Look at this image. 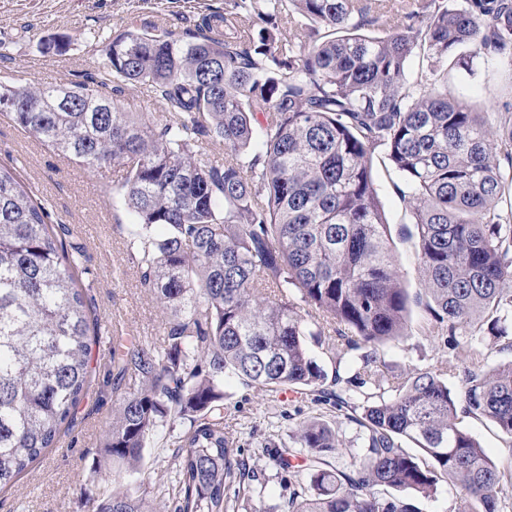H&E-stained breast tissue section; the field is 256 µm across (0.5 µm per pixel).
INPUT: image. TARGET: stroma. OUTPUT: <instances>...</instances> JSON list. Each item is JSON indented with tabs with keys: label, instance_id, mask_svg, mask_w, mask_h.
<instances>
[{
	"label": "stroma",
	"instance_id": "obj_1",
	"mask_svg": "<svg viewBox=\"0 0 512 512\" xmlns=\"http://www.w3.org/2000/svg\"><path fill=\"white\" fill-rule=\"evenodd\" d=\"M219 0H0V79L23 84L76 83L96 70L113 36L131 26L152 25L183 29ZM68 38L66 53L44 52V40ZM512 63L505 59H477L472 71L448 78L452 94L476 111L494 113L504 100L501 76ZM13 162L33 193L63 224L73 240L85 246L81 280L95 317L116 334L139 336L153 343L163 338L164 315L156 299L141 287L137 262L126 246L125 225L134 223L122 200L119 178L108 171H89L29 137L0 113V162ZM372 177L386 213L390 247L399 280L409 295L422 288L418 264V233L411 208L403 200L400 181L384 151L372 156ZM444 342L414 334L402 343L380 346V368L390 379L413 370L435 369ZM96 377L55 448L47 452L9 489L0 491V512H92V502L107 490L104 480H90L89 468L98 457L106 430L118 407L112 391V365L105 346H94ZM322 415L338 434L343 454L362 448V433L343 413L320 409L308 392L282 399L231 381L224 386V421L236 446L257 475L274 474L272 459L263 453L266 442L291 446L296 424ZM461 424L482 444L498 466L512 465V441L490 421L462 417ZM186 427L174 424L158 431L146 450L142 477L154 502L167 499L175 466L173 443Z\"/></svg>",
	"mask_w": 512,
	"mask_h": 512
}]
</instances>
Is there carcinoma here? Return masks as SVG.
I'll return each mask as SVG.
<instances>
[{
	"label": "carcinoma",
	"mask_w": 512,
	"mask_h": 512,
	"mask_svg": "<svg viewBox=\"0 0 512 512\" xmlns=\"http://www.w3.org/2000/svg\"><path fill=\"white\" fill-rule=\"evenodd\" d=\"M481 55L512 63V0H224L180 35L127 29L88 82H0L26 133L120 174L140 285L167 313L162 345L112 342L120 397L94 468L112 489L94 512H150L137 481L147 440L182 420L167 512H229L243 488L253 512H422L443 483L455 489L449 512H499L512 467L499 469L459 414L512 438V362L488 370L474 351L394 381L366 354L344 379L314 351L411 337L413 301L422 333L454 342L481 324L512 348V106L489 118L448 91V68ZM133 83L165 110L125 111ZM378 148L419 230L414 300L372 179ZM83 257L0 163V489L56 447L89 391L104 330L79 285ZM230 379L337 405L346 389L379 391L352 418L367 431L363 453L339 462L336 430L304 419L293 447L264 448L275 477L299 460L308 483L267 503L270 479L226 435Z\"/></svg>",
	"instance_id": "carcinoma-1"
}]
</instances>
